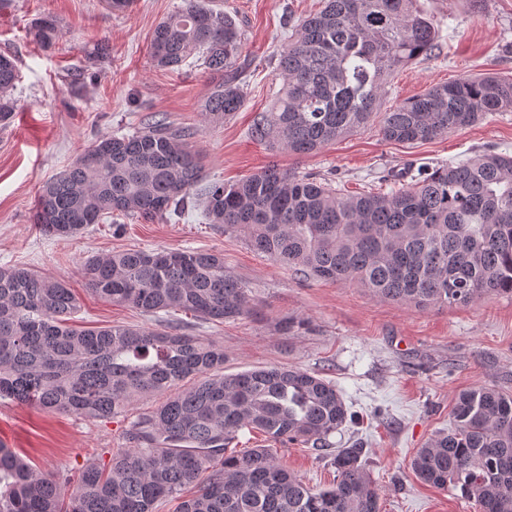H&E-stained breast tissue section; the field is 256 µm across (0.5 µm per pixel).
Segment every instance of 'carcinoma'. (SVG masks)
Wrapping results in <instances>:
<instances>
[{"instance_id":"obj_1","label":"carcinoma","mask_w":512,"mask_h":512,"mask_svg":"<svg viewBox=\"0 0 512 512\" xmlns=\"http://www.w3.org/2000/svg\"><path fill=\"white\" fill-rule=\"evenodd\" d=\"M44 48L55 20L29 28ZM433 23L414 0H323L279 53L282 87L255 114L251 135L299 155L364 128L392 75L432 55ZM242 27L228 13L185 0L155 28L150 64H198L209 89L201 116L221 125L246 99ZM15 60L0 55V123L14 112ZM512 109V78L461 77L382 112L385 139L425 142ZM194 130L166 115L83 150L39 188L34 223L75 237L113 214L152 221L201 207L208 224L238 233L257 253L305 276L354 284L425 310L512 296V156L483 153L431 170L389 193L344 195L275 165L235 183L206 178L189 147ZM91 293L146 315L188 311L205 321L248 313V289L220 253L128 249L83 264ZM79 299L66 280L0 269V400L107 420L144 396L163 395L125 431L132 448L86 463L74 478L41 473L0 444V512H155L192 494L179 512H380L363 448H339L336 478L304 484L272 448L235 452L244 429L316 451L350 420L333 382L270 365L224 374V344L175 330L72 325ZM453 427L411 462L416 478L458 490L481 512H512V396L459 392Z\"/></svg>"}]
</instances>
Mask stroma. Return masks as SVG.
<instances>
[{
	"label": "stroma",
	"mask_w": 512,
	"mask_h": 512,
	"mask_svg": "<svg viewBox=\"0 0 512 512\" xmlns=\"http://www.w3.org/2000/svg\"><path fill=\"white\" fill-rule=\"evenodd\" d=\"M182 2L135 0L115 13L103 0H0V53L14 56L19 69L15 110L9 124L0 125V268L66 278L79 298L73 321L81 327L156 328L177 321L189 335L223 343L225 373L282 365L323 375L353 417L330 441L337 448L363 444L361 461L379 489L381 512H480L459 492L418 481L409 463L417 448L452 426L459 391L489 386L512 395V297L423 311L379 299L354 285L283 268L223 225L205 223L197 208L176 222L108 220L74 238L44 235L34 223L45 180L98 139L132 132L156 112L195 127L192 150L209 178L226 182L274 164L330 179L346 194L388 192L399 188L392 175L404 168L413 172L486 152L512 155V110L414 144L385 140L377 115L365 129L308 156L255 141L252 119L282 85L274 57L321 0H206L239 19L247 65L243 108L211 127L200 114L208 89L202 69L159 70L149 62L155 26ZM415 7L438 28L439 46L392 76L384 108L462 76L512 78V0H416ZM45 15L59 30L50 50L28 33L30 22ZM97 44L108 47L107 57L92 59ZM165 248L222 253L225 267L249 290V312L223 323L182 312L147 316L86 291L82 264L89 256ZM158 403L146 397L126 414L100 421L0 400V444L40 471L73 475L88 460L127 447L129 422ZM277 457L311 487L336 475L317 451L301 445L278 446Z\"/></svg>",
	"instance_id": "stroma-1"
}]
</instances>
